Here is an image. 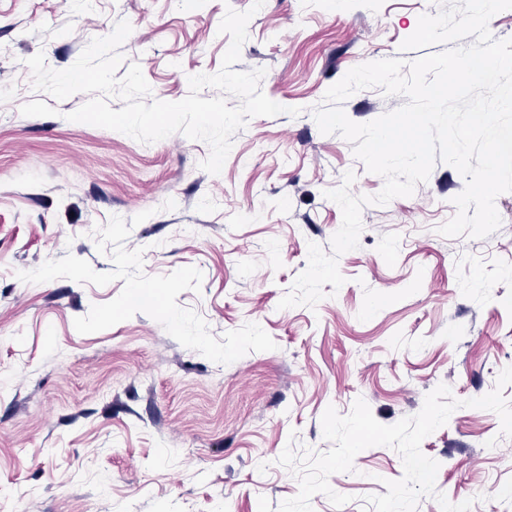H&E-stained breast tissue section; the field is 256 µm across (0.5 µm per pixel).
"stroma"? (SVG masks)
Masks as SVG:
<instances>
[{
	"label": "stroma",
	"mask_w": 512,
	"mask_h": 512,
	"mask_svg": "<svg viewBox=\"0 0 512 512\" xmlns=\"http://www.w3.org/2000/svg\"><path fill=\"white\" fill-rule=\"evenodd\" d=\"M0 0V512H276L299 491L279 465L286 445L323 453L321 416L364 399L392 425L447 385L463 406L426 437L435 487L471 512H512V438L492 411L466 407L512 366V192L497 197L487 237H445L465 186L437 163L412 196L362 210L356 249L340 256L345 282L316 307L279 309L307 266L308 245L329 248L339 206L326 198L346 172L353 195H374L370 173L313 111L351 68L414 59L400 45L438 0ZM252 11L237 70L265 69L260 88L286 113L255 117L233 136L219 174L200 167L206 142L180 133L145 144L66 115L88 96L58 101L33 90L28 58L70 67L118 21L120 48L139 63L155 100L177 102L188 79L216 73L230 44L226 9ZM380 89L356 92L347 116L367 123L404 104ZM175 209H165L167 200ZM148 219L127 249L144 274L194 266L183 291L215 337L247 323L274 340L222 365L186 348L145 313L82 334L75 318L123 288L59 278L25 283L21 271L73 255L98 272L96 230L114 216ZM403 475L397 451L374 446L354 470L330 476L349 498L322 494L313 512H373L368 495Z\"/></svg>",
	"instance_id": "35a3bbf8"
}]
</instances>
